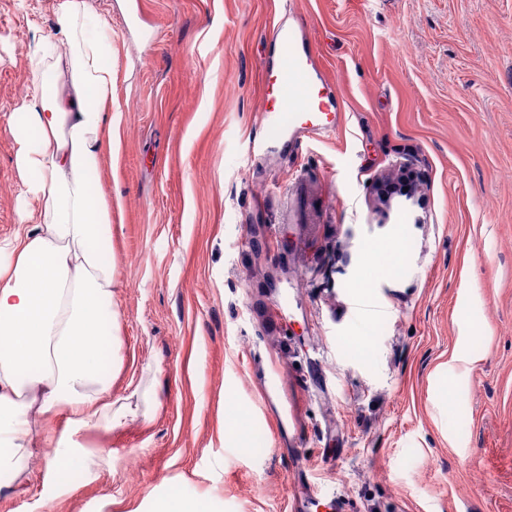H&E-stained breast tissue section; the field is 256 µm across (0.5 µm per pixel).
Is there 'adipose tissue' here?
<instances>
[{"label": "adipose tissue", "instance_id": "adipose-tissue-1", "mask_svg": "<svg viewBox=\"0 0 512 512\" xmlns=\"http://www.w3.org/2000/svg\"><path fill=\"white\" fill-rule=\"evenodd\" d=\"M65 92L50 91L51 43L32 56L42 80L1 130L16 145L24 198L16 231L0 239V469L41 449L46 476L66 480L84 463L73 435L119 428L130 403L111 399L101 354L118 313L112 306V200L97 178L114 139L112 26L93 0H61ZM65 413L66 425L52 421Z\"/></svg>", "mask_w": 512, "mask_h": 512}]
</instances>
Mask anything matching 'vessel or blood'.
I'll use <instances>...</instances> for the list:
<instances>
[{
    "mask_svg": "<svg viewBox=\"0 0 512 512\" xmlns=\"http://www.w3.org/2000/svg\"><path fill=\"white\" fill-rule=\"evenodd\" d=\"M305 27V22L291 25L282 19L266 36L264 131L257 149L271 150L290 141L299 145L306 139L328 137L337 129L338 96L314 61Z\"/></svg>",
    "mask_w": 512,
    "mask_h": 512,
    "instance_id": "vessel-or-blood-1",
    "label": "vessel or blood"
}]
</instances>
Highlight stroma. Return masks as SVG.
Segmentation results:
<instances>
[{"instance_id":"1","label":"stroma","mask_w":512,"mask_h":512,"mask_svg":"<svg viewBox=\"0 0 512 512\" xmlns=\"http://www.w3.org/2000/svg\"><path fill=\"white\" fill-rule=\"evenodd\" d=\"M59 2L0 0V125ZM95 3L118 106L100 170L116 207L110 392L159 406L74 436L111 468L59 485L28 457L0 512H152L174 493L209 512H512V0ZM290 13L341 122L301 152L254 153L264 35ZM407 158L421 191L380 207ZM21 205L0 133V238ZM362 335L364 354L346 343Z\"/></svg>"}]
</instances>
